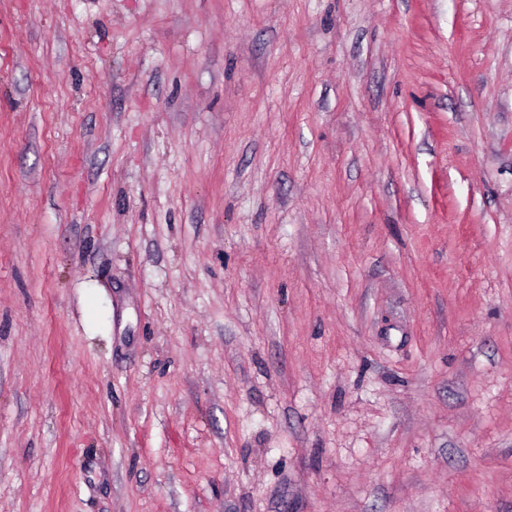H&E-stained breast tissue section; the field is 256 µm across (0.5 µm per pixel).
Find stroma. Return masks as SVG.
Segmentation results:
<instances>
[{"instance_id": "obj_1", "label": "stroma", "mask_w": 512, "mask_h": 512, "mask_svg": "<svg viewBox=\"0 0 512 512\" xmlns=\"http://www.w3.org/2000/svg\"><path fill=\"white\" fill-rule=\"evenodd\" d=\"M0 512H512V0H0Z\"/></svg>"}]
</instances>
